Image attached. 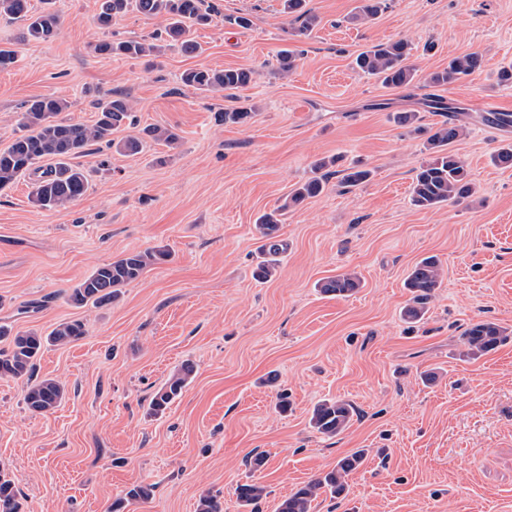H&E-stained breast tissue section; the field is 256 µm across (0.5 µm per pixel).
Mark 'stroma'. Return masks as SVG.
Instances as JSON below:
<instances>
[{
	"label": "stroma",
	"mask_w": 512,
	"mask_h": 512,
	"mask_svg": "<svg viewBox=\"0 0 512 512\" xmlns=\"http://www.w3.org/2000/svg\"><path fill=\"white\" fill-rule=\"evenodd\" d=\"M211 24L193 29L201 54L170 48L155 57L97 55L101 39L146 36L160 22L131 11L111 28L93 18L99 0H56L62 25L50 41L0 18V48L17 61L0 69V149L20 135L23 106L56 95L67 115L93 123V103L124 94L135 122L120 139L166 125L176 147L136 155L92 150L74 163L90 186L65 208L31 199L34 176L0 190V325L49 333L81 320L85 336L48 347L35 379L53 378L65 397L51 412L28 410L26 379H0V471L14 479L21 512H196L211 493L224 512H243L236 487L262 485L259 512H275L296 487L366 450L346 495L320 496L313 512H512V167L493 156L512 145V126L487 121L478 102L512 113V0H383L375 20L354 22L361 0H307L321 23L301 35L283 0H208ZM250 27H241L240 17ZM405 40L417 72L384 86L356 55ZM290 50L296 66L274 72ZM476 53L483 67L451 85L427 83L451 58ZM241 68L251 83L234 93L185 87L190 68ZM455 106L432 109L431 99ZM254 109L244 125L219 112ZM414 112L423 129L454 118L465 128L452 151L475 193L460 204L420 209L412 179L428 154L396 117ZM325 169L324 189L291 208L279 233L288 244L276 276L259 282L258 217ZM370 169L365 184L338 185V169ZM159 247L149 268L104 306L68 295L100 264ZM438 256L444 278L424 323L401 311L403 281L422 257ZM346 270L363 286L326 296L317 285ZM509 338L476 359L461 357L475 322ZM193 373L165 414L154 393L175 369ZM436 372L423 384V372ZM290 407L276 409L277 390ZM353 404L350 427L326 437L309 425L324 399ZM263 457L254 467L255 457ZM137 485L149 498L130 500Z\"/></svg>",
	"instance_id": "obj_1"
}]
</instances>
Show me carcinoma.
I'll list each match as a JSON object with an SVG mask.
<instances>
[{
  "label": "carcinoma",
  "instance_id": "obj_1",
  "mask_svg": "<svg viewBox=\"0 0 512 512\" xmlns=\"http://www.w3.org/2000/svg\"><path fill=\"white\" fill-rule=\"evenodd\" d=\"M304 0H284V11L293 14L303 12L302 31L310 32L319 23L318 16L303 10ZM135 10L147 18H159L162 33H156L153 40L130 39L121 42L101 40L94 46L99 55H123L136 58L160 51L163 40L171 47L190 54L199 46L186 37L190 28L205 25L212 20L213 9L205 0H100L99 11L94 18L97 28L106 30L112 21ZM0 16L26 22L25 35L35 40L53 39L59 30L60 20L52 10H32L29 0H0ZM409 45L403 40L374 45L360 53L356 65L364 72L377 76L389 87H404L412 84L416 74L407 64ZM481 57L476 53L458 56L448 61V67L431 74L428 82L433 85H447L478 72ZM182 82L188 87L201 91H236L251 82V71L245 69L213 70L194 68L186 71ZM67 101L56 96H43L32 100L22 113L23 134L6 148L0 150V189H4L34 170L42 159L54 164L42 171L35 181L32 199L43 209L66 207L82 198L89 189V178L70 160L90 151V147L106 144L121 154H138L146 147L147 141L175 145L179 136L172 129L148 126L143 129L145 138L116 141L112 134L125 123L134 121L133 106L122 94L110 93L94 103L96 119L85 124L64 119L60 114L67 111ZM252 108L246 106L221 114V119L230 124H246L252 118ZM463 133L460 125L444 121L426 137L424 147L429 159L417 170L412 183L413 205L435 208L450 203H459L471 196L473 179L464 162L448 150ZM371 171L348 168L341 173L339 184L356 187L369 180ZM323 189V180L315 177L295 187L282 205L263 214L256 225L263 260L257 275L261 279L273 277L279 267L280 257L288 251V243L280 238L279 224L288 208L317 196ZM169 253L163 249L148 248L125 255L112 262L97 266L82 280L69 295L76 305H102L118 297L119 288L139 280L152 266L168 260ZM442 280L441 264L434 256L424 257L411 267L404 286L410 293L402 317L408 323H419L425 319L432 300ZM326 295L349 297L362 288V280L354 271H345L329 277L319 284ZM85 334L80 320L58 324L48 335L37 332H23L12 336L10 346L0 349V378L20 379L31 374L35 362L46 345L65 346L81 339ZM507 339L506 329L499 324L482 320L470 326L463 336L462 355L476 358L495 350ZM192 373L184 365L173 373L152 397L148 413L159 416L177 398ZM65 396L64 386L53 378H44L30 385L24 396L28 409L34 413H47L55 409ZM354 407L340 399L323 400L315 405L310 427L326 436H337L352 422ZM365 460V451L359 450L343 458L335 469L311 480L293 490L279 502L276 512H312V504L322 493L333 496L346 491V477L360 467ZM266 495L263 486L257 483H243L236 487V496L241 506H256ZM0 512H20L18 493L13 481L0 474Z\"/></svg>",
  "mask_w": 512,
  "mask_h": 512
}]
</instances>
